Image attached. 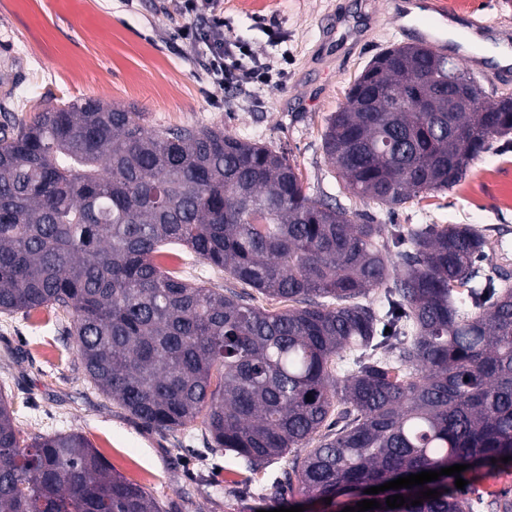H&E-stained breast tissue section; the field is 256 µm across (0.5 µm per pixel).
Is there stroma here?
Returning <instances> with one entry per match:
<instances>
[{
	"instance_id": "1",
	"label": "stroma",
	"mask_w": 512,
	"mask_h": 512,
	"mask_svg": "<svg viewBox=\"0 0 512 512\" xmlns=\"http://www.w3.org/2000/svg\"><path fill=\"white\" fill-rule=\"evenodd\" d=\"M453 35L469 22L512 30V0H433ZM360 27L346 48L328 35L338 15ZM228 37L261 56L285 58L281 85L243 95L207 80L200 53L179 37L188 19L173 0H0V77L15 120H29L47 95L88 97L133 107L148 127L221 126L284 150L314 191L336 193L322 148L325 118L382 48L411 42L389 0H224ZM398 224H470L491 242L486 265L512 270V140L496 137L462 181L398 207ZM169 268L224 293L281 311L288 300L248 291L223 270L174 245ZM70 316L44 308L0 313V385L13 403L20 437L82 433L114 473L140 485L165 512H276L275 484L287 459L249 474L232 455L214 453L200 424L145 426L91 382L65 329Z\"/></svg>"
}]
</instances>
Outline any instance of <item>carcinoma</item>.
Segmentation results:
<instances>
[{
    "mask_svg": "<svg viewBox=\"0 0 512 512\" xmlns=\"http://www.w3.org/2000/svg\"><path fill=\"white\" fill-rule=\"evenodd\" d=\"M447 76L448 56L419 42L355 77L322 132L351 196L390 215L455 186L512 133L500 99L474 84L478 106L452 100L437 87ZM145 122L85 98L0 123V313H68L103 395L160 430L201 420L213 450L251 471L316 442L289 460L283 500L342 512L348 492L421 471L512 468V271L479 265L482 233L379 224L309 192L278 148ZM170 243L295 306L270 312L172 275ZM429 488L390 489L406 503L370 512H474L453 475L412 505ZM486 509L512 512V494ZM0 512L162 509L78 432L20 446L0 390Z\"/></svg>",
    "mask_w": 512,
    "mask_h": 512,
    "instance_id": "1",
    "label": "carcinoma"
}]
</instances>
